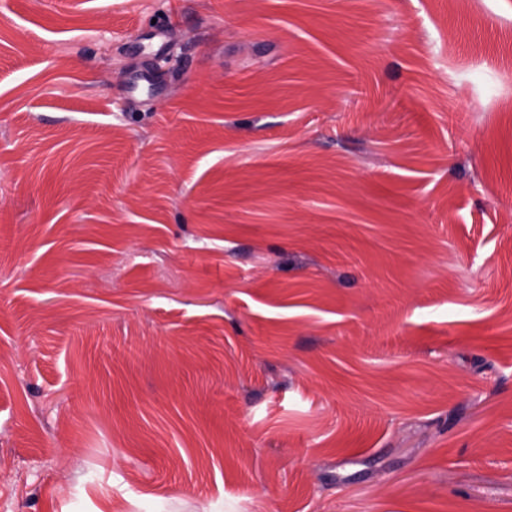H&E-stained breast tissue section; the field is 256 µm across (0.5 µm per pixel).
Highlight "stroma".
<instances>
[{"label": "stroma", "instance_id": "stroma-1", "mask_svg": "<svg viewBox=\"0 0 512 512\" xmlns=\"http://www.w3.org/2000/svg\"><path fill=\"white\" fill-rule=\"evenodd\" d=\"M510 33L0 0V512H512Z\"/></svg>", "mask_w": 512, "mask_h": 512}]
</instances>
